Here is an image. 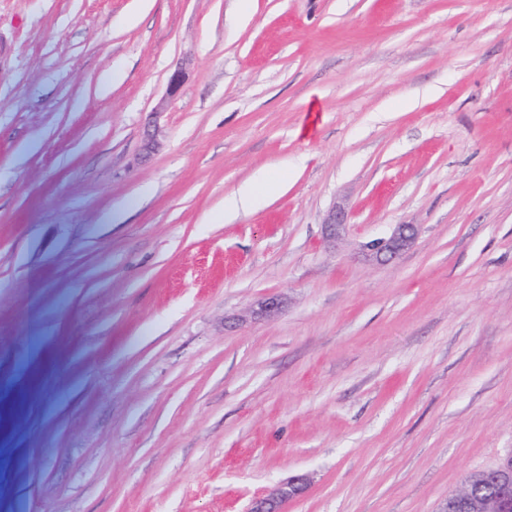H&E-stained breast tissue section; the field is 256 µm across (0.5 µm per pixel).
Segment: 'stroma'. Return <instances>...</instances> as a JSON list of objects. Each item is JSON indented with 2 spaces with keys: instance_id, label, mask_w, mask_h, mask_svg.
Returning <instances> with one entry per match:
<instances>
[{
  "instance_id": "obj_1",
  "label": "stroma",
  "mask_w": 512,
  "mask_h": 512,
  "mask_svg": "<svg viewBox=\"0 0 512 512\" xmlns=\"http://www.w3.org/2000/svg\"><path fill=\"white\" fill-rule=\"evenodd\" d=\"M137 5L0 0V512H444L512 454V0ZM276 187V183L268 179H251L242 184L230 199L224 201V221L231 222L263 208ZM416 240L413 224L395 225L387 238L373 240L364 246L367 258L378 262H390L398 258ZM307 484L305 476H294L287 482L271 489L264 497L254 501L249 512H282L283 506L302 494L306 490Z\"/></svg>"
}]
</instances>
